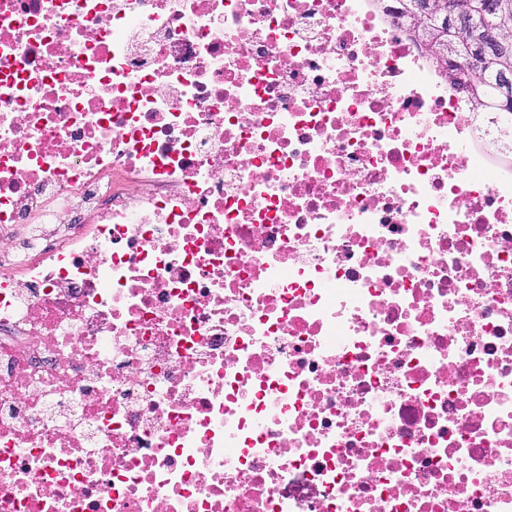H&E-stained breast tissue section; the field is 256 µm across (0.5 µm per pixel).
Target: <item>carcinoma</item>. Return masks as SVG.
I'll list each match as a JSON object with an SVG mask.
<instances>
[{
	"instance_id": "obj_1",
	"label": "carcinoma",
	"mask_w": 512,
	"mask_h": 512,
	"mask_svg": "<svg viewBox=\"0 0 512 512\" xmlns=\"http://www.w3.org/2000/svg\"><path fill=\"white\" fill-rule=\"evenodd\" d=\"M399 2L409 29L421 39L427 55L445 71L449 84L468 99L473 114L506 112L512 116V85L498 80L501 72L512 71V0H501L494 14L484 12L483 0H456L458 8L471 19V30L457 36L441 15L419 12V0ZM450 45L472 64L448 67L442 55Z\"/></svg>"
}]
</instances>
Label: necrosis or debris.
Returning <instances> with one entry per match:
<instances>
[{
	"instance_id": "4bbe7bcc",
	"label": "necrosis or debris",
	"mask_w": 512,
	"mask_h": 512,
	"mask_svg": "<svg viewBox=\"0 0 512 512\" xmlns=\"http://www.w3.org/2000/svg\"><path fill=\"white\" fill-rule=\"evenodd\" d=\"M396 0H0V512H512V122Z\"/></svg>"
}]
</instances>
